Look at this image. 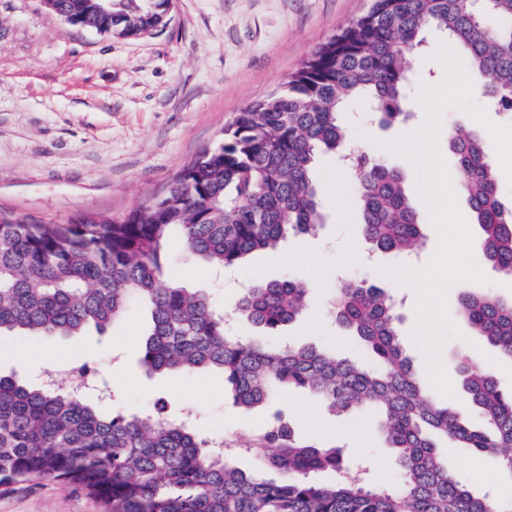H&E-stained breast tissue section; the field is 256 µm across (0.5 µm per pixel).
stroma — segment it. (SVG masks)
<instances>
[{
  "mask_svg": "<svg viewBox=\"0 0 512 512\" xmlns=\"http://www.w3.org/2000/svg\"><path fill=\"white\" fill-rule=\"evenodd\" d=\"M371 0H174L168 24L125 38L77 29L42 0H0V213L32 223L71 224L85 218L122 221L161 196L200 151L224 140L238 112L279 90L313 53ZM325 222L317 233L257 252L237 269L215 275L187 258L180 239L168 246L171 279L202 289L233 309L249 286L294 275L321 276L305 311L275 336L245 320L235 335L260 344L314 345L365 360L359 342L339 330L330 310L339 279L382 286L401 316L417 375L421 352L409 340L414 296L380 274L392 257H363L355 203L338 160L319 156ZM146 313L134 308L104 333L94 331L30 345L26 358L8 356L13 337L0 338V372L37 384L47 371L65 380L66 366H88L107 383V413H152L168 420L192 413L206 437L252 445L270 422L262 409L245 411L224 397V377L144 372L138 349ZM302 436L344 448L347 466L362 465L372 484L394 485L393 451L375 429V412L334 417L311 396L283 390L273 399ZM448 465L478 494L512 497L494 457L461 448ZM0 512H104L76 486L41 478L0 488Z\"/></svg>",
  "mask_w": 512,
  "mask_h": 512,
  "instance_id": "obj_1",
  "label": "stroma"
}]
</instances>
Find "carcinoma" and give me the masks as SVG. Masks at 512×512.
Wrapping results in <instances>:
<instances>
[{"instance_id": "cac0c4a2", "label": "carcinoma", "mask_w": 512, "mask_h": 512, "mask_svg": "<svg viewBox=\"0 0 512 512\" xmlns=\"http://www.w3.org/2000/svg\"><path fill=\"white\" fill-rule=\"evenodd\" d=\"M112 19L95 0H55V8L88 23L139 31L169 0H116ZM361 16L324 43L283 89L241 110L224 141L184 166L157 204L122 221L32 224L0 216V335L27 338L104 332L136 304L151 317L139 361L151 373L217 370L233 403L249 410L278 388H296L339 415L372 406L399 475L390 488L342 470L334 446L297 437L275 417L262 439L244 449L252 472L212 451L197 426L148 414L106 415L71 388L32 385L0 375V486L51 477L86 489L104 512H512V498L479 495L448 470L439 443L498 458L512 481V391L494 373L461 368L465 404L426 393L399 337L388 295L363 281L342 280L332 306L336 323L377 361L371 367L313 346H262L228 334L224 313L198 288L164 276L165 246L177 230L187 256L211 269L238 266L253 252L324 223L314 182L317 153L349 158L359 226L369 249L409 254L422 237L421 212L403 169L354 148L344 123L364 102L381 127L402 126L418 85L411 60L427 48L425 32L442 33L462 57L477 98L512 112V0H373ZM487 264L512 278V207L482 137L448 134ZM297 277L249 288L238 317L273 332L293 321L308 295ZM464 320L497 353L512 360V300L479 288L463 291Z\"/></svg>"}]
</instances>
